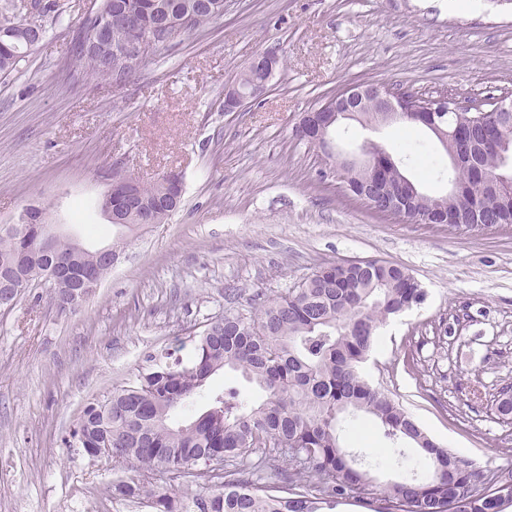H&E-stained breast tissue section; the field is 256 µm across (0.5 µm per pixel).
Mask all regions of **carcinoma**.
I'll return each mask as SVG.
<instances>
[{
  "instance_id": "carcinoma-1",
  "label": "carcinoma",
  "mask_w": 512,
  "mask_h": 512,
  "mask_svg": "<svg viewBox=\"0 0 512 512\" xmlns=\"http://www.w3.org/2000/svg\"><path fill=\"white\" fill-rule=\"evenodd\" d=\"M101 10L115 17L110 49L95 46L93 30L100 19L86 16L72 38L76 66L111 82L132 74L123 49L131 38L126 22L140 19L155 27L158 45L152 55L168 48L175 38L204 29L224 16V0H98ZM34 13L19 15L14 0H0V76L17 70L35 41L32 27L42 34V18L61 15L57 0H34ZM311 146L323 148L336 133L331 126L320 135L298 130ZM484 144L480 167L502 168L501 155L512 153V115L503 121L489 115L483 124L452 134L445 154H465ZM401 153L414 158L422 177L445 175L455 188L448 209L455 224H512V185L501 182L488 190L469 166L444 168L441 161L406 141ZM381 169L385 185L409 200L419 197L406 212L421 223L433 214L436 196L421 191L406 174L402 161L372 159L368 172ZM149 204L153 221L161 224L177 205L181 189L157 180L137 182L112 177V201L126 200L130 191ZM0 224V274L22 284H38L43 264L37 226L24 235ZM76 241L59 235L53 255L73 260ZM425 293L401 266L368 260L359 266L329 263L297 285L274 297H258L243 313L226 310L211 317L196 334L194 354L184 360L163 349L150 352L129 382L115 387L103 400L88 403L73 441L87 448L112 441L113 467L138 464L161 466L175 479L210 489L187 502L177 493L160 492L143 482L113 484V494L148 498L155 512H333L344 499L358 500L368 512H504L512 505V468L475 472L469 463L437 446L416 421L384 392L371 387L358 365L370 353L377 331L390 317L416 306ZM238 372L265 393L254 404L235 388L209 395L206 410L183 422L173 415L208 387L219 372ZM372 420L394 443L417 448L426 461L422 478L375 482L367 467L344 446L341 422ZM224 458V469L208 461Z\"/></svg>"
}]
</instances>
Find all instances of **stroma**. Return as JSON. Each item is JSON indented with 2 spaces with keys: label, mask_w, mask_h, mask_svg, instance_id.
Segmentation results:
<instances>
[{
  "label": "stroma",
  "mask_w": 512,
  "mask_h": 512,
  "mask_svg": "<svg viewBox=\"0 0 512 512\" xmlns=\"http://www.w3.org/2000/svg\"><path fill=\"white\" fill-rule=\"evenodd\" d=\"M46 38L0 78V224L27 208L87 249L124 242L82 308L59 314L48 289L0 313V512H151L112 495L115 471L64 443L86 404L109 396L161 347L189 356L208 317L293 287L329 262L406 268L425 300L380 331L361 365L370 384L473 469L512 467V425L490 413L512 385V224H423L374 214L344 191L334 157L294 129L357 82L483 100L512 90V0H224L223 18L184 35L123 87L70 65L91 0H58ZM284 66L262 97L224 109V91L258 53ZM400 128L349 123L335 154ZM182 173L178 209L127 231L99 200L121 173ZM357 453L386 483L411 474L415 448L370 425Z\"/></svg>",
  "instance_id": "obj_1"
}]
</instances>
